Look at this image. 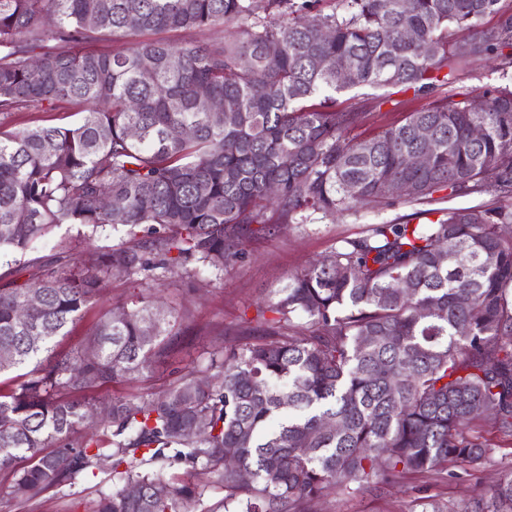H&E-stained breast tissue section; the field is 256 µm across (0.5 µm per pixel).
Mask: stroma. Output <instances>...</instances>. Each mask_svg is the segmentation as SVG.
Instances as JSON below:
<instances>
[{"instance_id":"1","label":"stroma","mask_w":512,"mask_h":512,"mask_svg":"<svg viewBox=\"0 0 512 512\" xmlns=\"http://www.w3.org/2000/svg\"><path fill=\"white\" fill-rule=\"evenodd\" d=\"M503 79L494 65L479 62L461 73L457 81L444 86L439 98L458 93L481 94L486 88L502 85ZM429 99L414 98L399 89L379 91L369 87L337 94L340 108H359L365 113L354 136L373 137L384 128L401 123L407 113L428 107ZM267 226L246 241L243 255L231 263L223 274L203 272V287H189L180 274L164 277L160 294H153L125 275H112L100 294L68 328L67 335L57 337L50 358L71 354L93 332L99 320L120 307L161 297L176 318V336L167 354L154 359L148 369L133 378L99 386L88 391L95 403H109L121 397L159 395L175 379L191 368L206 370L214 352L227 345H244L263 337L275 314L267 308L273 291L289 275L309 262L329 254L336 242L355 237L368 225L400 220L413 224L427 223V216L417 206L400 204L387 208H358L333 217L311 215L300 224L280 223L275 212L265 215ZM66 247L72 258H80L87 241L81 229L68 224L56 228L35 250L11 256L9 264L18 279H26L39 264ZM492 449L490 459L479 470L463 463H449L442 474H423L397 479L380 489L336 491L311 505V512H416L422 499L428 498L451 507L459 506L479 492L512 474V436L500 433L491 424L477 421L469 430ZM174 478L201 485L203 493L191 503V512H224V491L209 485L199 467L187 460L167 455L160 462ZM10 483L0 474V512H97L101 496L118 487L112 476L111 463L85 472L75 480L54 487L29 499L7 496Z\"/></svg>"}]
</instances>
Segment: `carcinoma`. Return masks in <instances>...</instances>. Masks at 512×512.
Wrapping results in <instances>:
<instances>
[{
	"instance_id": "cac0c4a2",
	"label": "carcinoma",
	"mask_w": 512,
	"mask_h": 512,
	"mask_svg": "<svg viewBox=\"0 0 512 512\" xmlns=\"http://www.w3.org/2000/svg\"><path fill=\"white\" fill-rule=\"evenodd\" d=\"M321 2L0 0V115L87 106L71 127L0 130V253H23L63 224L130 236L88 247L75 271L62 250L23 282L0 273V349L12 352L0 374L49 351L115 272L153 288L157 269L224 271L269 209L300 224L309 212L430 204L443 190L500 201L429 209L438 218L426 224H370L337 241L274 291L273 340L230 348L220 371H190L161 396L112 401V440L62 446L94 422L85 392L143 371L172 335V315L148 302L109 314L74 355L37 363L0 394L10 496L110 459L121 488L97 512H188L199 486L147 469L172 448L224 488V512H307L353 484L484 464L492 449L466 433L475 420L512 436V90H484L478 110L465 94L447 98L362 140L350 136L362 113L334 107L347 89L417 98L475 61L512 67V7L342 0L340 16ZM214 26L235 35L139 39ZM107 37L126 48L89 49ZM200 87L224 109L210 111ZM425 147L430 164L408 167L405 156ZM395 182L409 192L394 194ZM104 195L118 207L102 209ZM33 295L41 303L18 319ZM301 317L312 333L286 335ZM197 421L205 431L188 433ZM459 512H512V475Z\"/></svg>"
}]
</instances>
